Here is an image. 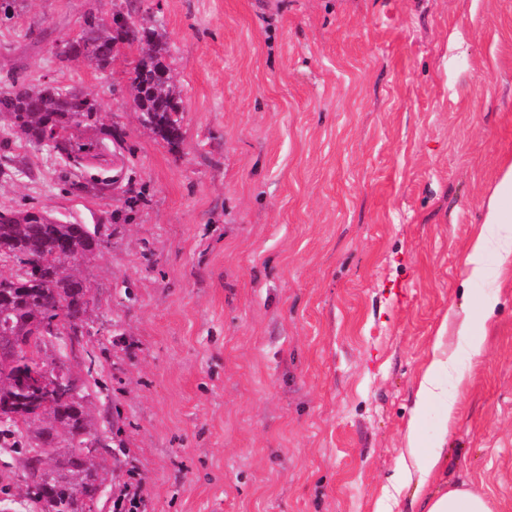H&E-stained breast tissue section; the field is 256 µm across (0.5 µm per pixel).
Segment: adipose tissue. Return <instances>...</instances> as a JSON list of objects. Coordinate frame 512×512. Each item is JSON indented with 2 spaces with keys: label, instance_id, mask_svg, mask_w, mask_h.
I'll list each match as a JSON object with an SVG mask.
<instances>
[{
  "label": "adipose tissue",
  "instance_id": "ef3b65f1",
  "mask_svg": "<svg viewBox=\"0 0 512 512\" xmlns=\"http://www.w3.org/2000/svg\"><path fill=\"white\" fill-rule=\"evenodd\" d=\"M497 255L501 263L512 262V159L503 162L497 181L487 199L483 225L466 256L471 276L485 272V259ZM466 379L453 353L442 345H434L432 358L419 381L416 408L431 402L454 409ZM410 461L401 465L398 479L411 488L418 512H491L486 496L468 487L451 490L439 487L438 482L447 465L443 449L420 451L417 423H410L407 435Z\"/></svg>",
  "mask_w": 512,
  "mask_h": 512
}]
</instances>
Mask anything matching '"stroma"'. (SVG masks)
<instances>
[{"instance_id": "stroma-1", "label": "stroma", "mask_w": 512, "mask_h": 512, "mask_svg": "<svg viewBox=\"0 0 512 512\" xmlns=\"http://www.w3.org/2000/svg\"><path fill=\"white\" fill-rule=\"evenodd\" d=\"M91 11L162 33L177 144L138 120V47L104 70L54 53ZM16 72L103 106L81 166L22 141L0 158V210L103 227L76 268L98 333L68 361L99 357L89 420L111 400L127 447L99 512L129 484L141 512H412L393 477L438 339L466 381L421 443L512 512V264L465 266L512 157V0H19L0 88ZM483 295L476 360L458 328Z\"/></svg>"}]
</instances>
